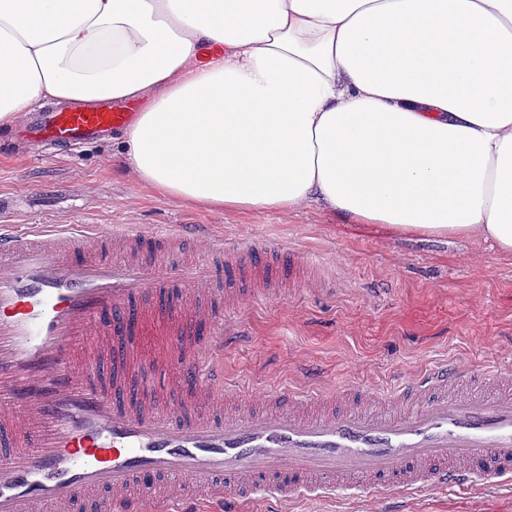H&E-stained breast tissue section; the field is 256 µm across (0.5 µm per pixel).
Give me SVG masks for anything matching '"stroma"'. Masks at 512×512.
<instances>
[{"label":"stroma","mask_w":512,"mask_h":512,"mask_svg":"<svg viewBox=\"0 0 512 512\" xmlns=\"http://www.w3.org/2000/svg\"><path fill=\"white\" fill-rule=\"evenodd\" d=\"M105 139L38 159L22 143L0 154L5 224H209L231 245L284 243L322 262L332 288L299 285L280 298L243 292L227 316L242 327L224 339V387L259 403L278 391H330L351 383L385 391L447 362L512 368V254L489 241L421 236L355 224L316 208L218 212L174 201L128 178ZM283 512H512V487L467 493L429 485L410 494L295 495Z\"/></svg>","instance_id":"1"}]
</instances>
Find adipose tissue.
Masks as SVG:
<instances>
[{
  "label": "adipose tissue",
  "instance_id": "ef3b65f1",
  "mask_svg": "<svg viewBox=\"0 0 512 512\" xmlns=\"http://www.w3.org/2000/svg\"><path fill=\"white\" fill-rule=\"evenodd\" d=\"M145 101L135 181L512 253V0H0V127Z\"/></svg>",
  "mask_w": 512,
  "mask_h": 512
}]
</instances>
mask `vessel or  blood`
Here are the masks:
<instances>
[{
	"label": "vessel or blood",
	"mask_w": 512,
	"mask_h": 512,
	"mask_svg": "<svg viewBox=\"0 0 512 512\" xmlns=\"http://www.w3.org/2000/svg\"><path fill=\"white\" fill-rule=\"evenodd\" d=\"M131 118L110 107L46 111L24 134L76 150ZM186 231L0 225V512H140L143 488L164 482L167 507L233 503L261 489L285 498L512 483V373L493 364H446L383 394L291 390L244 412L224 406V367L210 358L234 332L218 317L222 297L239 286L275 289L290 267L303 278L306 259L265 243L234 247L223 270L89 253L102 238L180 243ZM146 318L177 339L161 409L114 396L135 375ZM202 331L201 352L190 338ZM79 335L89 341L78 351ZM103 358L112 361L108 383L96 367Z\"/></svg>",
	"instance_id": "1"
}]
</instances>
